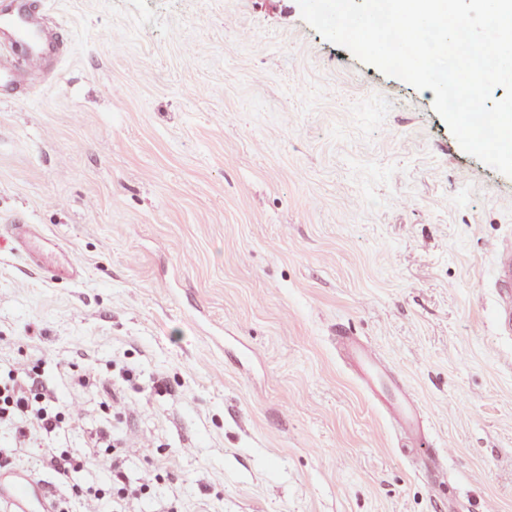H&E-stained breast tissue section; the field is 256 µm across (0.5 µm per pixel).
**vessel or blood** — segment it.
<instances>
[{
    "label": "vessel or blood",
    "mask_w": 512,
    "mask_h": 512,
    "mask_svg": "<svg viewBox=\"0 0 512 512\" xmlns=\"http://www.w3.org/2000/svg\"><path fill=\"white\" fill-rule=\"evenodd\" d=\"M14 33L8 41L0 43V76L13 87L22 90L28 77L42 73L46 66L43 50L34 48V29L39 26L35 14L17 9L9 18ZM20 252L28 265L39 266L40 258L30 243L32 230L26 224L9 227ZM494 284L499 303V330L503 335L512 334V245L501 246L497 251ZM336 344L354 367L361 383L377 401L392 426L412 441L423 435L419 409L405 388L391 373L387 363L371 352L364 343L353 336L340 335ZM0 503L9 512H51L48 501L38 483L25 471L0 470Z\"/></svg>",
    "instance_id": "obj_1"
}]
</instances>
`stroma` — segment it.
Wrapping results in <instances>:
<instances>
[{
  "instance_id": "obj_1",
  "label": "stroma",
  "mask_w": 512,
  "mask_h": 512,
  "mask_svg": "<svg viewBox=\"0 0 512 512\" xmlns=\"http://www.w3.org/2000/svg\"><path fill=\"white\" fill-rule=\"evenodd\" d=\"M28 7L63 49L0 99V366L44 360L88 411L54 446L118 434L145 512H512V177L296 0ZM16 221L81 276L28 266ZM341 328L416 399L437 473ZM494 284L499 303V330L505 336L512 334V245L508 243L497 251Z\"/></svg>"
}]
</instances>
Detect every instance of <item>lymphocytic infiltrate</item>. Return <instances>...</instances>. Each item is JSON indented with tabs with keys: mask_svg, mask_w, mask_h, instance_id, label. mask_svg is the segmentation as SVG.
<instances>
[{
	"mask_svg": "<svg viewBox=\"0 0 512 512\" xmlns=\"http://www.w3.org/2000/svg\"><path fill=\"white\" fill-rule=\"evenodd\" d=\"M83 415V409L62 404L58 392L43 383L39 366L14 363L0 376V431L7 434L0 467H15L22 449H39L42 470L56 480L51 493L55 512H113L116 506L140 502L150 492L153 475L146 470L138 481H129V451L111 433L90 435L85 451L50 446L52 436L81 423ZM99 449L112 464L98 480L84 479V472L95 467Z\"/></svg>",
	"mask_w": 512,
	"mask_h": 512,
	"instance_id": "f902f5d3",
	"label": "lymphocytic infiltrate"
}]
</instances>
